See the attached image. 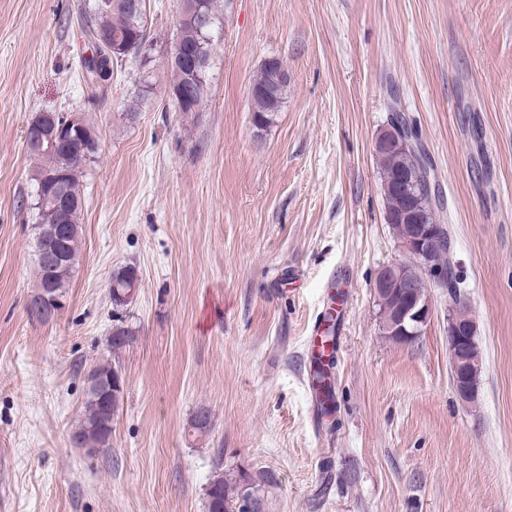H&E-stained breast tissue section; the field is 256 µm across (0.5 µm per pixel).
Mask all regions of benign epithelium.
I'll list each match as a JSON object with an SVG mask.
<instances>
[{"label": "benign epithelium", "mask_w": 512, "mask_h": 512, "mask_svg": "<svg viewBox=\"0 0 512 512\" xmlns=\"http://www.w3.org/2000/svg\"><path fill=\"white\" fill-rule=\"evenodd\" d=\"M190 21L200 29L209 27L210 19L196 0H184L181 5L179 22ZM181 61L192 73H197L208 65V55L203 53H185L179 43H174L168 63ZM269 71V82L255 89V92L275 106L278 103L279 89L290 80L288 68L277 58L264 62ZM80 116L72 114L61 119L57 114L44 112L32 127L25 146L29 154L47 148L58 149L57 141L73 130L79 128ZM374 150L401 153L415 158L418 178L422 184L401 186L402 208L389 216L391 231H404L398 238L400 247L413 256L411 265L400 261L391 262L376 274L373 288L376 297L388 296L396 302L394 312L381 326V333L395 336L404 341L414 340L423 335L433 316V306L429 293H420L421 284H433L439 288L448 282V268L439 258L441 250L440 225L426 222L427 207L435 204L434 193L437 186L430 170L420 167L422 164L421 138L411 121L390 115L387 125L378 134ZM34 236L40 245L39 254L45 258L44 283L41 292L30 296L28 309L39 312L51 320L65 307L67 296L56 290L59 271L64 266L62 247L63 230L58 224L32 225ZM448 346L451 355L452 384L457 396L464 402H471L475 388L470 382L469 366L471 356L477 346L476 323L469 320L458 322L453 315H448ZM86 392L98 395L103 400L110 396L112 387L120 384L116 377L109 382H102L93 371L85 376ZM259 499L243 486L237 502L236 512H261Z\"/></svg>", "instance_id": "benign-epithelium-1"}]
</instances>
